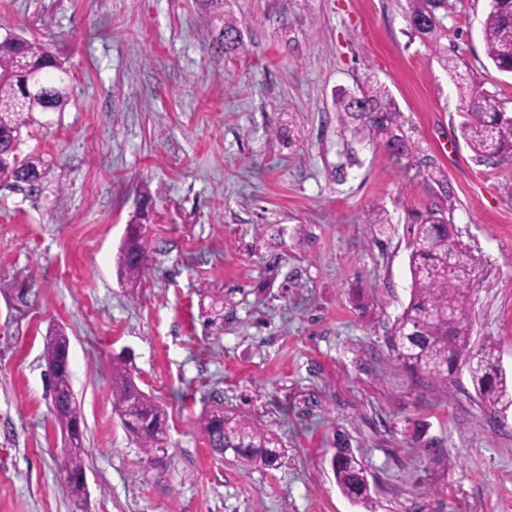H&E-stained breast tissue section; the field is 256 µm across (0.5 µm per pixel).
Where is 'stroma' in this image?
<instances>
[{
    "mask_svg": "<svg viewBox=\"0 0 512 512\" xmlns=\"http://www.w3.org/2000/svg\"><path fill=\"white\" fill-rule=\"evenodd\" d=\"M487 0H448L436 43L407 0H0V39L50 44L72 77L33 126V197L0 184V512H512V409L466 370L412 382L389 355L408 304L411 217L445 210L476 260L473 344L512 375V159L478 161L448 71L512 113L486 56ZM240 32L220 49L225 21ZM386 87L418 144L396 161L342 125L337 89ZM385 210L390 231L365 223ZM138 224L137 295L117 272ZM70 343L88 497L59 478L44 351ZM125 367L162 407L147 456L112 403ZM273 430L272 468L215 454V402ZM362 455L370 508L336 484L337 436Z\"/></svg>",
    "mask_w": 512,
    "mask_h": 512,
    "instance_id": "1",
    "label": "stroma"
}]
</instances>
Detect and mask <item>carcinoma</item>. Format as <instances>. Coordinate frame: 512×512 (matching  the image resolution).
<instances>
[{"instance_id": "cac0c4a2", "label": "carcinoma", "mask_w": 512, "mask_h": 512, "mask_svg": "<svg viewBox=\"0 0 512 512\" xmlns=\"http://www.w3.org/2000/svg\"><path fill=\"white\" fill-rule=\"evenodd\" d=\"M408 22L413 36L422 40L434 36L440 25L437 10L444 0H408ZM482 39L488 59L502 73H512V0H489L482 23ZM224 53L240 49L237 28L224 22L219 35ZM41 73L42 92L27 93L28 72L15 68L18 59ZM467 118L461 124L462 137L474 156L494 164L512 158V115L494 96L477 86L460 87ZM70 97V74L62 61L43 42L23 35L0 40V181L17 183L25 175H44L42 162L21 156L23 131L39 123L37 114L60 112ZM334 105L344 121L360 122L381 136L387 152L401 160L416 157L418 146L404 131L399 108L385 87L370 85L357 90L340 89ZM415 244L410 252L411 293L408 305L397 317L389 336L393 360L411 375H425L446 384L459 361L468 373L477 397L487 406L505 412L512 408V385L500 366L497 347L491 341L472 350V304L468 294L474 259L455 237L453 225L441 210H430L413 225ZM147 266V251L140 233L126 237L119 254L118 272L131 288ZM53 391L68 398V410L80 414L71 399L70 372H56ZM112 399L115 408L136 404L140 425L126 426L148 454L161 451L164 417L161 406L135 384L129 372L112 366ZM202 429L212 450L220 455L233 449L232 457L243 467H272L280 457L281 439L247 416L217 404L207 410ZM336 484L353 503L369 507L372 496L362 459L342 437L336 439L331 457ZM84 471L82 453L61 454L59 473Z\"/></svg>"}]
</instances>
